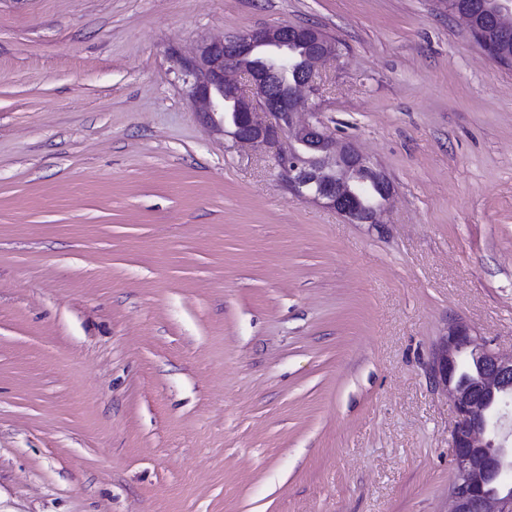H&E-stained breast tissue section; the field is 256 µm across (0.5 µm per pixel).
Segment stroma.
<instances>
[{
	"instance_id": "obj_1",
	"label": "stroma",
	"mask_w": 512,
	"mask_h": 512,
	"mask_svg": "<svg viewBox=\"0 0 512 512\" xmlns=\"http://www.w3.org/2000/svg\"><path fill=\"white\" fill-rule=\"evenodd\" d=\"M283 25L382 223L192 104ZM455 319L512 352V67L438 0H0V512H448Z\"/></svg>"
}]
</instances>
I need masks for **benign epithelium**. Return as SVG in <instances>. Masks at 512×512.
I'll return each instance as SVG.
<instances>
[{
	"label": "benign epithelium",
	"instance_id": "7a95c632",
	"mask_svg": "<svg viewBox=\"0 0 512 512\" xmlns=\"http://www.w3.org/2000/svg\"><path fill=\"white\" fill-rule=\"evenodd\" d=\"M461 20L477 46L489 52L482 29L456 0H440ZM496 19H512V0H487ZM336 56V44L312 26H280L202 42L181 62L190 96L206 123L249 147H270L286 133L293 144L276 155L288 188L305 201L356 224H378L393 195L385 174L322 126L316 108L299 119L300 93H320L318 65ZM235 72L247 84L230 78ZM452 403L454 478L452 512H512V356L505 357L459 322L447 324L430 369Z\"/></svg>",
	"mask_w": 512,
	"mask_h": 512
}]
</instances>
